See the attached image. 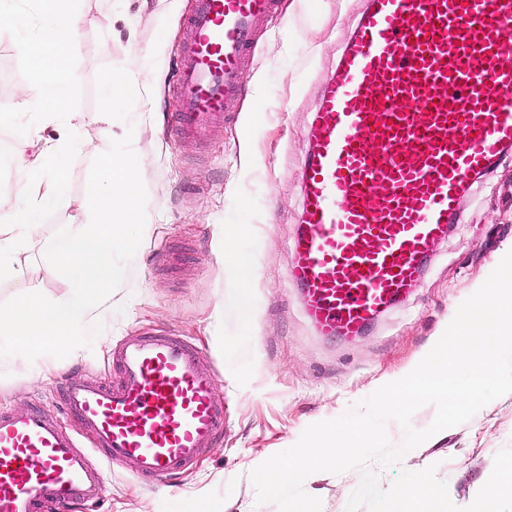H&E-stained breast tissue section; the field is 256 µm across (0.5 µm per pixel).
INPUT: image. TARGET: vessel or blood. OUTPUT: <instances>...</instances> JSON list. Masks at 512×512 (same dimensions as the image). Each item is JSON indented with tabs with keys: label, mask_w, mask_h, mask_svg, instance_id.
<instances>
[{
	"label": "vessel or blood",
	"mask_w": 512,
	"mask_h": 512,
	"mask_svg": "<svg viewBox=\"0 0 512 512\" xmlns=\"http://www.w3.org/2000/svg\"><path fill=\"white\" fill-rule=\"evenodd\" d=\"M366 2L309 126L291 240L289 280L327 338L360 336L401 301L461 199L512 154V0ZM275 9L194 0L177 138L208 134L244 99L241 73ZM217 384L183 337L134 334L113 349L110 380L64 388L80 436L42 404L0 408V512L96 501L112 464L154 480L180 471L224 430Z\"/></svg>",
	"instance_id": "vessel-or-blood-1"
}]
</instances>
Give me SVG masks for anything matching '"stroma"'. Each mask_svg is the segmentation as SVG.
Returning <instances> with one entry per match:
<instances>
[{
    "label": "stroma",
    "instance_id": "1",
    "mask_svg": "<svg viewBox=\"0 0 512 512\" xmlns=\"http://www.w3.org/2000/svg\"><path fill=\"white\" fill-rule=\"evenodd\" d=\"M366 0H278L260 30L242 74L246 98L205 139L174 140L173 86L192 0H75L80 35L68 58L74 74L71 112L53 118L39 109L46 86L21 45L39 31L37 0H7L17 17L0 27V190L25 184L12 161L16 143L37 134L49 146L46 172L64 165L67 206L47 211L39 240L15 268L18 281L55 298L70 283L45 260L55 234L79 218L95 156L131 135L148 195L143 244L126 266L123 284L100 307L103 324L90 346L63 359L0 357V403L22 409L41 399L63 426L75 422L59 397L62 383L111 375L112 349L125 336L167 330L189 339L202 366L220 375L228 404L225 431L186 471L146 481L109 472L95 512H185L205 499L212 512H278L257 504L251 471L293 446L304 430L333 419L380 386L411 372L443 335L459 305L512 251V157L476 183L450 225L422 281L363 336L322 342L306 322L288 279L290 241L301 213L306 131L342 43ZM123 68L146 87L154 105L116 111L111 126L95 120L101 85ZM239 229L240 248L256 273L233 277L219 243L220 229ZM512 447V393L445 429L382 473L389 485L401 471L435 466L451 501L471 505L491 475L496 453ZM361 473L317 472L305 491L322 512H346Z\"/></svg>",
    "mask_w": 512,
    "mask_h": 512
}]
</instances>
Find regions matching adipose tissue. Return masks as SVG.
<instances>
[{
  "label": "adipose tissue",
  "mask_w": 512,
  "mask_h": 512,
  "mask_svg": "<svg viewBox=\"0 0 512 512\" xmlns=\"http://www.w3.org/2000/svg\"><path fill=\"white\" fill-rule=\"evenodd\" d=\"M67 2L38 0L43 26L38 37L28 41L32 48V69L47 85L41 109L49 116L66 111L73 81L67 60L77 44V19ZM143 97L144 91L136 79L120 72L112 73L105 80L98 122L109 123L115 108ZM15 160L25 170L26 182L20 193L0 195V284L12 281V266L17 263L25 242L37 233L44 213L63 203L64 168L44 175L40 157L27 156L22 146L18 147Z\"/></svg>",
  "instance_id": "1"
}]
</instances>
